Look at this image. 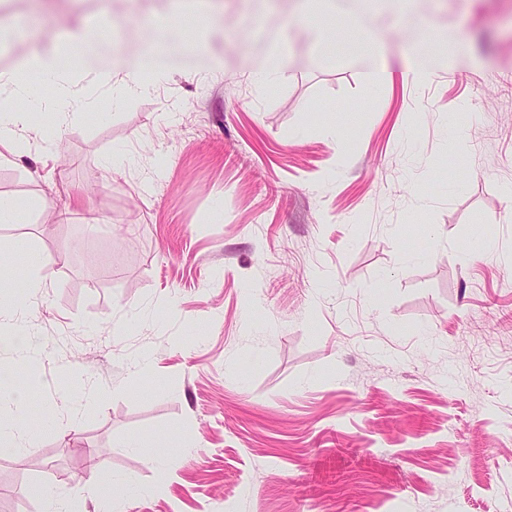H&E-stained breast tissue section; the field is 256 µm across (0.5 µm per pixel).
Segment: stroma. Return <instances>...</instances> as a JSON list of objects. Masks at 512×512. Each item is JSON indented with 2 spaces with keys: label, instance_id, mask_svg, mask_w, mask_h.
<instances>
[{
  "label": "stroma",
  "instance_id": "1",
  "mask_svg": "<svg viewBox=\"0 0 512 512\" xmlns=\"http://www.w3.org/2000/svg\"><path fill=\"white\" fill-rule=\"evenodd\" d=\"M163 3L55 0L43 44L88 29L171 67L55 159L0 165L34 204L0 247L39 338L0 356V421L19 387L54 412L0 440V512H43L38 486L101 512L85 448L126 512H512V0H366L376 85L362 39L315 47L296 0L192 5L170 38ZM29 4L0 0V68L30 51ZM442 34L455 68L414 79ZM355 27L364 35L369 45V62L366 65L367 73L373 78L374 82H378L384 71L382 60L385 54V39L381 35L365 30L359 23H356ZM285 59L286 51L284 49H279L269 55L263 64L255 70L258 78L267 84L279 80L285 70ZM43 420L38 418H30L26 419L24 416L20 417L19 424H15L7 431L0 426V436L2 438L3 434H7L15 447H23V445L28 442L40 429Z\"/></svg>",
  "mask_w": 512,
  "mask_h": 512
}]
</instances>
